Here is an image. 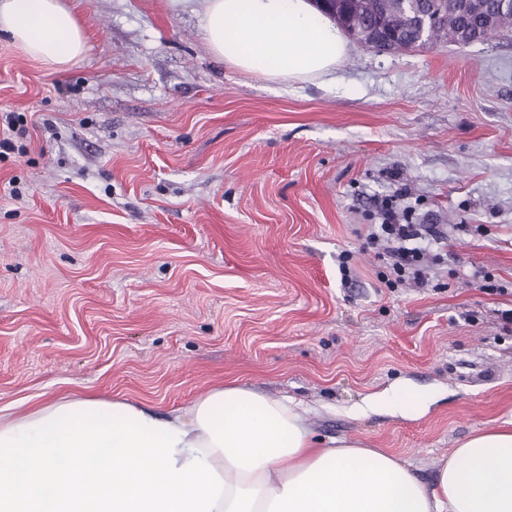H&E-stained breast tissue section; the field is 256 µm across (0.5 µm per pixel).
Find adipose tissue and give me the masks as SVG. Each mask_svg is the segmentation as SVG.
<instances>
[{"instance_id": "adipose-tissue-1", "label": "adipose tissue", "mask_w": 512, "mask_h": 512, "mask_svg": "<svg viewBox=\"0 0 512 512\" xmlns=\"http://www.w3.org/2000/svg\"><path fill=\"white\" fill-rule=\"evenodd\" d=\"M211 49L241 72L307 81L346 57L310 0H206ZM46 69L87 42L62 0H0V33ZM301 403L229 384L168 415L63 397L0 416V512H512V418L476 432L433 485L348 439L321 441Z\"/></svg>"}]
</instances>
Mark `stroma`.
Segmentation results:
<instances>
[{"mask_svg":"<svg viewBox=\"0 0 512 512\" xmlns=\"http://www.w3.org/2000/svg\"><path fill=\"white\" fill-rule=\"evenodd\" d=\"M63 2L79 64L0 37V113L27 130L0 155V414L69 395L164 415L235 383L427 484L512 415V36L354 41L332 75L271 81L213 52L203 0ZM401 182L448 231L442 289L385 288L361 249L370 197ZM396 382L436 399L363 411Z\"/></svg>","mask_w":512,"mask_h":512,"instance_id":"1","label":"stroma"}]
</instances>
